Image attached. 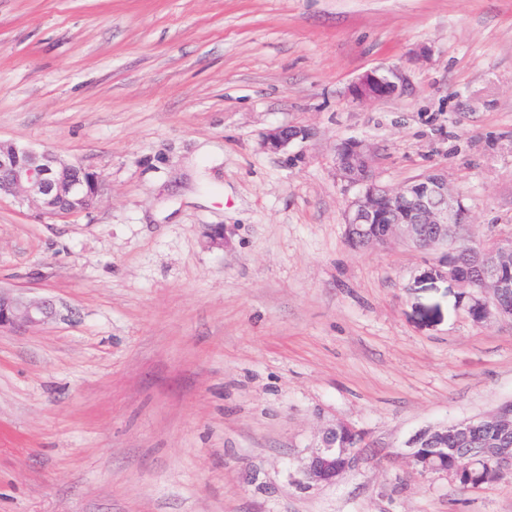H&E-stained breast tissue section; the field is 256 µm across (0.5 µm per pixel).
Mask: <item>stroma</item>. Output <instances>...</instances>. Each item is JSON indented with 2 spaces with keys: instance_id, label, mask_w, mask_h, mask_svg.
Masks as SVG:
<instances>
[{
  "instance_id": "1",
  "label": "stroma",
  "mask_w": 512,
  "mask_h": 512,
  "mask_svg": "<svg viewBox=\"0 0 512 512\" xmlns=\"http://www.w3.org/2000/svg\"><path fill=\"white\" fill-rule=\"evenodd\" d=\"M404 66L412 96L352 102ZM310 129L287 153L279 125ZM437 171L468 231L512 234V0H0V141L103 176L90 213L0 202V512H512L407 461L512 400V319L475 322L440 251L349 247L358 190ZM224 245H209V226ZM376 448L333 483L326 432ZM309 129L300 126L281 125L267 130L262 138L263 149L273 154L285 153L296 140L310 137ZM53 313L52 307L44 301L0 291V331L3 328L21 331L40 327L48 322ZM329 435L323 448L312 452L303 470L309 482H336L340 475L357 471L369 446L366 432L353 425L339 424Z\"/></svg>"
}]
</instances>
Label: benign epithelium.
<instances>
[{
	"mask_svg": "<svg viewBox=\"0 0 512 512\" xmlns=\"http://www.w3.org/2000/svg\"><path fill=\"white\" fill-rule=\"evenodd\" d=\"M413 90L404 67L381 65L365 72L352 84V101L367 104L384 98L400 97ZM309 129L281 125L267 130L262 138L263 149L284 153L296 140L310 137ZM371 150L360 140H347L336 148L334 167L340 179L349 185L361 187L352 201L346 220V234L354 236L364 232L365 225L387 221L381 235V247L397 242L415 247L425 245L431 249L448 242V225L465 223V209L458 196L448 189V182L439 173H428L396 191L377 183ZM106 184L101 175L80 164L63 160L50 150H35L13 143L0 142V200L13 198L29 204L40 214L59 216L67 212H85L89 204L101 203ZM475 251L501 258L512 256V235L495 241L478 239ZM454 253L450 248L437 267L439 276L448 278L472 290L471 312L483 317L512 318V282L501 274L486 268L482 279L473 281L457 270L448 260ZM53 316V309L44 301L29 299L20 294L0 291V330L21 331L44 325ZM487 423L497 432L499 439L512 438V400L495 411L468 419L431 428L418 433L410 443L408 459L415 470L425 475L444 473L457 482V473L448 469L444 458L453 452L459 467L474 464L486 466L492 481L512 478V445L502 448H454L448 450L440 443L448 432L459 435ZM367 434L353 425L340 424L330 433L321 448L312 452L303 474L315 483H330L340 475L359 469L366 448Z\"/></svg>",
	"mask_w": 512,
	"mask_h": 512,
	"instance_id": "obj_1",
	"label": "benign epithelium"
}]
</instances>
